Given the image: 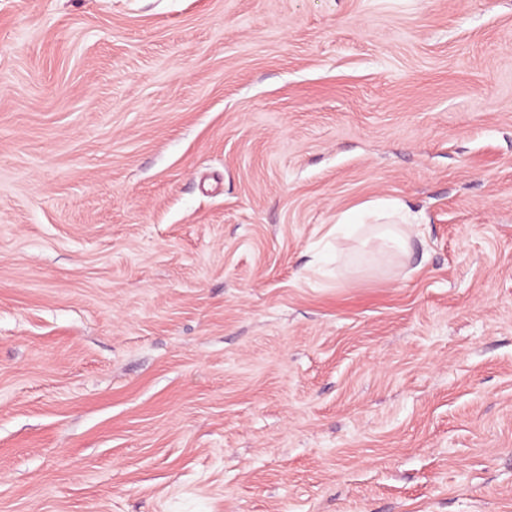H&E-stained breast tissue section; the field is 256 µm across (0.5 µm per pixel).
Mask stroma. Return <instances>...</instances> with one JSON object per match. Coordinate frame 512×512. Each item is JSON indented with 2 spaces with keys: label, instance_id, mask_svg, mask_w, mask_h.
Instances as JSON below:
<instances>
[{
  "label": "stroma",
  "instance_id": "stroma-1",
  "mask_svg": "<svg viewBox=\"0 0 512 512\" xmlns=\"http://www.w3.org/2000/svg\"><path fill=\"white\" fill-rule=\"evenodd\" d=\"M0 512H512V0H0Z\"/></svg>",
  "mask_w": 512,
  "mask_h": 512
}]
</instances>
